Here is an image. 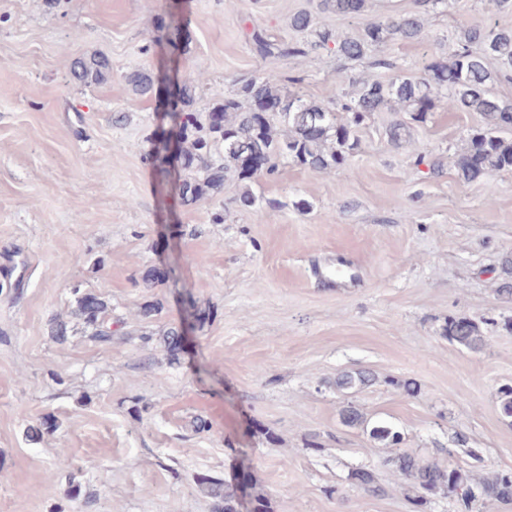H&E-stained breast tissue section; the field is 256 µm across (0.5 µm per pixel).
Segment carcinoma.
Here are the masks:
<instances>
[{"instance_id": "1", "label": "carcinoma", "mask_w": 512, "mask_h": 512, "mask_svg": "<svg viewBox=\"0 0 512 512\" xmlns=\"http://www.w3.org/2000/svg\"><path fill=\"white\" fill-rule=\"evenodd\" d=\"M445 0H415V10L403 15L367 22L354 36H339L333 30L313 28V16L298 11L290 17L289 27L300 34L315 36L305 42H274L253 29L248 41L262 57L303 56L311 48L334 49L350 61H362L375 49L389 42L416 41L424 31V15L430 7ZM320 9L336 15L361 16L367 0H320ZM160 39L172 47L186 38V25L177 17L160 25ZM457 48L446 57L432 60L420 76L397 74L388 81L351 78L353 96L339 103H321L303 96L283 92L281 80L273 74H260L241 83L235 95L216 102L202 115L193 110L195 86L181 80L174 89L175 100L169 108L168 128L163 130L149 153L152 168L165 179L171 174L167 138L175 137L180 167L197 176L179 184L183 204L196 202L224 186L227 178L241 186L236 203L252 208L257 197L252 184L262 176L275 174L279 162L290 160L313 172L346 170L350 156L359 151L357 128L374 112L384 109L408 112L415 122H425L438 103L459 112H478L482 128L469 134L464 150L455 161L458 178L466 183L480 181L493 173L512 171V104L495 92L497 84L512 79V28L463 26L456 36ZM73 78L83 84H99L112 76V61L105 55L92 54L76 58L71 65ZM130 90L139 96L158 94V81L145 70L122 75ZM348 119L338 118V112ZM74 314L97 342L112 343V322L108 305L96 293L73 289ZM450 342L470 350L479 348L483 336L479 326L465 317H451L442 329ZM374 382L366 371L343 372L336 377V389L344 392ZM344 425L360 426L363 413L348 404L340 411ZM373 439L388 448L401 443V435L384 424L374 426ZM398 479H409L429 494H454L465 504L475 498L468 485V475L460 467L423 462L399 452L391 458ZM350 480L371 495L383 492L372 471L359 468ZM205 492L216 500L214 512H238V496L233 485L204 477ZM480 497L486 501L512 503V472L485 478Z\"/></svg>"}]
</instances>
